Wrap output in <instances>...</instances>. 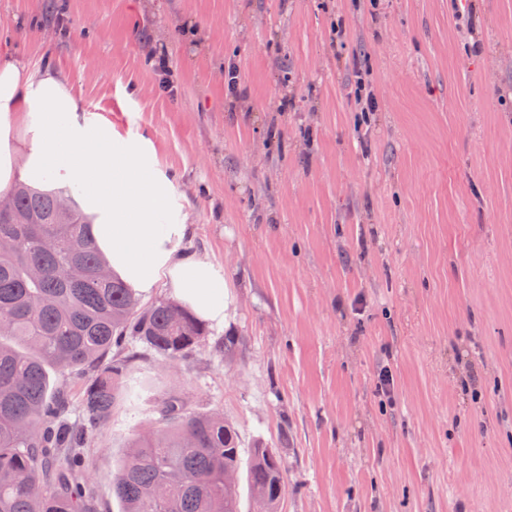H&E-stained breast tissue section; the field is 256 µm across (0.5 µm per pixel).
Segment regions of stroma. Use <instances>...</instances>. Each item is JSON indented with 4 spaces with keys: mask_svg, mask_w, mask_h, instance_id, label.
Segmentation results:
<instances>
[{
    "mask_svg": "<svg viewBox=\"0 0 512 512\" xmlns=\"http://www.w3.org/2000/svg\"><path fill=\"white\" fill-rule=\"evenodd\" d=\"M0 40L154 152L224 272L195 352L129 343L151 394L85 448L96 512L173 388L236 429L240 512L258 446L275 512H512V0H0ZM284 466L280 456L268 448L252 449L249 483L255 498L275 504L281 493Z\"/></svg>",
    "mask_w": 512,
    "mask_h": 512,
    "instance_id": "stroma-1",
    "label": "stroma"
}]
</instances>
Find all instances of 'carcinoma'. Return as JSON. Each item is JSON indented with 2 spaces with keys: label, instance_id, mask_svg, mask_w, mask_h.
<instances>
[{
  "label": "carcinoma",
  "instance_id": "obj_1",
  "mask_svg": "<svg viewBox=\"0 0 512 512\" xmlns=\"http://www.w3.org/2000/svg\"><path fill=\"white\" fill-rule=\"evenodd\" d=\"M0 512H95L83 448L119 401L135 402L145 386L120 355L137 341L160 361L179 360L207 329L169 300L149 305L112 275L92 225L72 197L18 184L0 207ZM73 375L77 417L48 369ZM157 426L136 433L112 493L122 512H239L241 443L224 417L191 411L165 392ZM284 466L267 448L252 449L253 496L273 505Z\"/></svg>",
  "mask_w": 512,
  "mask_h": 512
}]
</instances>
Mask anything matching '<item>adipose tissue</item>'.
I'll use <instances>...</instances> for the list:
<instances>
[{"label": "adipose tissue", "instance_id": "adipose-tissue-1", "mask_svg": "<svg viewBox=\"0 0 512 512\" xmlns=\"http://www.w3.org/2000/svg\"><path fill=\"white\" fill-rule=\"evenodd\" d=\"M19 182L73 192L97 249L139 295L165 288L203 323L223 326L224 275L211 259L184 253L187 215L154 155L119 148L110 129L85 117L67 76L3 45L0 196Z\"/></svg>", "mask_w": 512, "mask_h": 512}]
</instances>
